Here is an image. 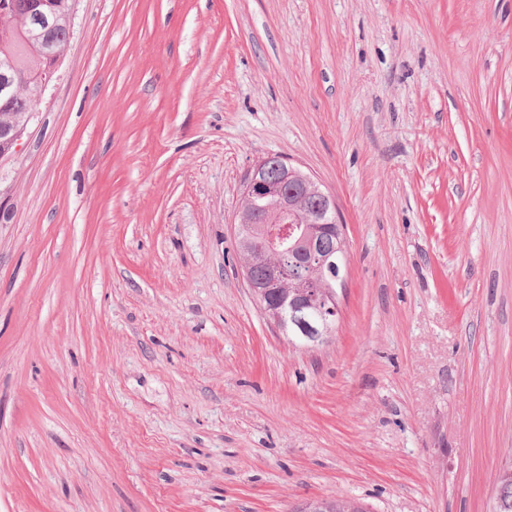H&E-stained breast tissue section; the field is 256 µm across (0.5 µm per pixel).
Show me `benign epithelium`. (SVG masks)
<instances>
[{"instance_id": "benign-epithelium-1", "label": "benign epithelium", "mask_w": 512, "mask_h": 512, "mask_svg": "<svg viewBox=\"0 0 512 512\" xmlns=\"http://www.w3.org/2000/svg\"><path fill=\"white\" fill-rule=\"evenodd\" d=\"M27 125H0V159L9 157L26 131ZM282 180L267 176L266 160L251 170L243 190L246 210L239 216V239L261 241L258 249L249 248L245 258V279L260 304L263 314L282 334L306 348L329 341L338 313L336 285L346 279L347 255L325 254L316 239L301 229L303 224H318L323 232H336V202L321 190L309 175L302 177L300 193L288 192V178L297 167L278 158ZM317 193L329 203L333 216L314 215L304 204L306 196ZM265 267L266 278L259 282L252 274L256 263Z\"/></svg>"}]
</instances>
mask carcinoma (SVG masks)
Listing matches in <instances>:
<instances>
[{
  "label": "carcinoma",
  "instance_id": "cac0c4a2",
  "mask_svg": "<svg viewBox=\"0 0 512 512\" xmlns=\"http://www.w3.org/2000/svg\"><path fill=\"white\" fill-rule=\"evenodd\" d=\"M37 0H6L0 7V75L7 74L18 87L11 96L0 94V122L21 124L34 111L36 87L33 78L48 74V59L39 42L32 37L40 13H54V48L63 51L71 29L66 12L71 0H48L50 6H38ZM498 490L493 512H512V463L497 477Z\"/></svg>",
  "mask_w": 512,
  "mask_h": 512
}]
</instances>
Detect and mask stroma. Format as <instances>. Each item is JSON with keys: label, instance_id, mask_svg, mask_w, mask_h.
Masks as SVG:
<instances>
[{"label": "stroma", "instance_id": "obj_1", "mask_svg": "<svg viewBox=\"0 0 512 512\" xmlns=\"http://www.w3.org/2000/svg\"><path fill=\"white\" fill-rule=\"evenodd\" d=\"M270 154L348 242L308 350L236 249ZM1 190L0 512H492L512 0H76Z\"/></svg>", "mask_w": 512, "mask_h": 512}]
</instances>
